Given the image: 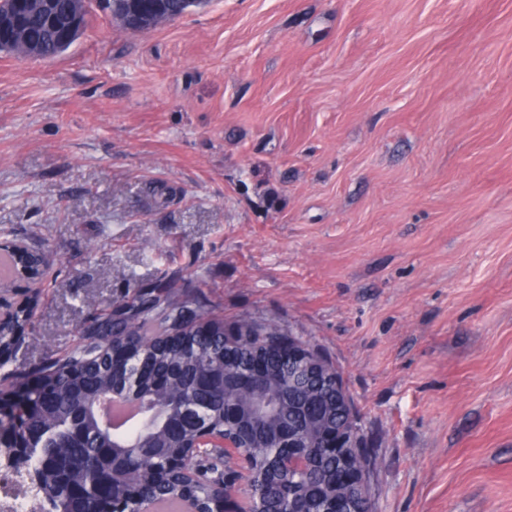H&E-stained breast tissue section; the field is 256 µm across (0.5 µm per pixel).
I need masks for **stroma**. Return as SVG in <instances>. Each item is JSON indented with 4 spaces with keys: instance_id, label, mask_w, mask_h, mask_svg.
Here are the masks:
<instances>
[{
    "instance_id": "obj_1",
    "label": "stroma",
    "mask_w": 512,
    "mask_h": 512,
    "mask_svg": "<svg viewBox=\"0 0 512 512\" xmlns=\"http://www.w3.org/2000/svg\"><path fill=\"white\" fill-rule=\"evenodd\" d=\"M39 244L23 381L135 291L272 321L337 366L376 512H512V0L98 4L0 52V238Z\"/></svg>"
}]
</instances>
